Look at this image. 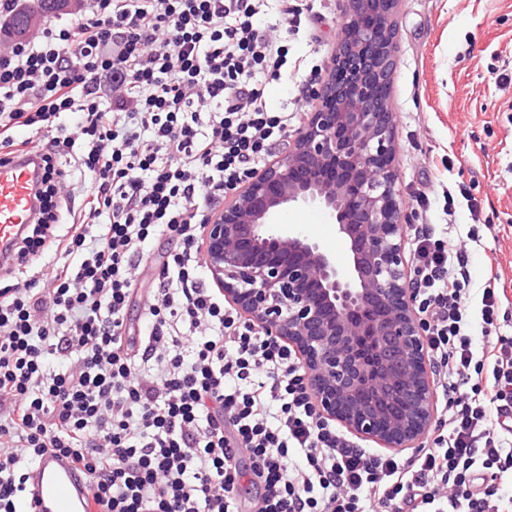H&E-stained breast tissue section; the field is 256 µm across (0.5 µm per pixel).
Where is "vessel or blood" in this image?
Returning a JSON list of instances; mask_svg holds the SVG:
<instances>
[{
  "label": "vessel or blood",
  "instance_id": "1",
  "mask_svg": "<svg viewBox=\"0 0 512 512\" xmlns=\"http://www.w3.org/2000/svg\"><path fill=\"white\" fill-rule=\"evenodd\" d=\"M42 174L33 155L0 164V267L13 264L17 243L37 217ZM23 507L25 512H89L86 485L71 459L49 451L35 461Z\"/></svg>",
  "mask_w": 512,
  "mask_h": 512
}]
</instances>
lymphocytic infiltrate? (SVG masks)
I'll return each instance as SVG.
<instances>
[{
	"label": "lymphocytic infiltrate",
	"instance_id": "1",
	"mask_svg": "<svg viewBox=\"0 0 512 512\" xmlns=\"http://www.w3.org/2000/svg\"><path fill=\"white\" fill-rule=\"evenodd\" d=\"M292 0H90L0 48V156L44 176L0 287V512L45 451L73 458L95 512H234L248 455L259 512H512V339L498 275L474 294L451 228L406 229L416 308L444 400L410 457L360 447L313 405L288 346L226 307L199 255L200 202L261 166L294 113L267 83L288 63ZM80 211L57 234L64 202ZM177 239L125 316L149 244Z\"/></svg>",
	"mask_w": 512,
	"mask_h": 512
}]
</instances>
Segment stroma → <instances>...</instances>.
Masks as SVG:
<instances>
[{"label":"stroma","mask_w":512,"mask_h":512,"mask_svg":"<svg viewBox=\"0 0 512 512\" xmlns=\"http://www.w3.org/2000/svg\"><path fill=\"white\" fill-rule=\"evenodd\" d=\"M342 0H317L299 34L288 39V70L266 87L269 101L292 108L284 87L308 77L315 58L330 60L340 35ZM392 86L398 144L395 165L411 223L453 222L478 232L468 251L476 287L493 262L512 324V0H401ZM315 210L283 219L319 241L338 267L349 261L332 224L310 223ZM171 246L157 240L141 266L127 321L141 328L142 296Z\"/></svg>","instance_id":"35a3bbf8"}]
</instances>
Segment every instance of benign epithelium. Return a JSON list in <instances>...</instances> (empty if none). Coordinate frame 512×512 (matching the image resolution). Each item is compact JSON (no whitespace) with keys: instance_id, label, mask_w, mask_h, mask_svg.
<instances>
[{"instance_id":"benign-epithelium-1","label":"benign epithelium","mask_w":512,"mask_h":512,"mask_svg":"<svg viewBox=\"0 0 512 512\" xmlns=\"http://www.w3.org/2000/svg\"><path fill=\"white\" fill-rule=\"evenodd\" d=\"M333 66L313 109L265 166L225 192L200 250L224 299L301 358L325 419L382 448H419L437 417L406 253L390 88L399 0H344ZM315 207L345 269L281 214Z\"/></svg>"}]
</instances>
